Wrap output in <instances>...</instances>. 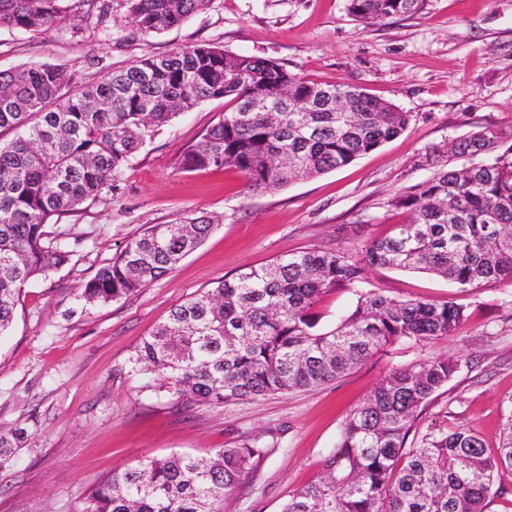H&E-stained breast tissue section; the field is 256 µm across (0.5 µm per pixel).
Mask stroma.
Segmentation results:
<instances>
[{"mask_svg":"<svg viewBox=\"0 0 512 512\" xmlns=\"http://www.w3.org/2000/svg\"><path fill=\"white\" fill-rule=\"evenodd\" d=\"M209 41L269 58L307 79L345 83L411 112L399 137L347 167L254 192L235 169L185 172L180 154L228 106L199 104L132 156L117 194H103L58 224L82 235L73 260L27 285L10 334L0 339V434L27 428L14 462L0 467V512H80L86 491L145 456H202L244 437L274 443L270 458L224 505L226 512H282L313 482L346 415L391 370L433 357L460 361L424 423L469 426L495 452L512 413V286L464 288L419 272L370 267L372 287L403 299L462 305L467 321L424 344L385 347L329 384L220 407L183 408L156 395L152 374L129 357L169 310L248 266L336 248L359 258L403 223L389 200L433 176L432 148L467 133L512 134V0H428L414 17L365 25L347 0H211L157 35L96 15L48 31L0 29V70L58 64L82 85L146 54ZM212 217L208 238L164 278L127 299L85 310L77 288L152 224Z\"/></svg>","mask_w":512,"mask_h":512,"instance_id":"1","label":"stroma"}]
</instances>
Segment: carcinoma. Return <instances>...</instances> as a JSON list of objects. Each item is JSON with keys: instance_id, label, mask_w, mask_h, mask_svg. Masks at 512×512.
<instances>
[{"instance_id": "obj_1", "label": "carcinoma", "mask_w": 512, "mask_h": 512, "mask_svg": "<svg viewBox=\"0 0 512 512\" xmlns=\"http://www.w3.org/2000/svg\"><path fill=\"white\" fill-rule=\"evenodd\" d=\"M96 0H0V29H51ZM209 0H121L139 31L159 34L205 9ZM427 0H347L370 25L416 16ZM346 99L348 111H336ZM232 104L180 157L186 172L233 167L249 187L276 190L346 167L404 132L411 113L348 84L315 82L271 59L202 42L143 55L79 85L60 65L0 70V336L22 289L68 264L80 239L47 226L119 189L121 170L161 127L198 104ZM266 101L270 112L255 110ZM428 180L393 196L409 219L355 260L335 248L251 266L172 308L142 339L131 370L150 372L177 400L221 406L316 388L400 341L453 334L464 307L400 299L365 287L368 267L436 274L464 288L512 286V142L474 131L438 148ZM457 156L473 159L455 167ZM208 216L153 224L80 285L88 308L120 301L170 273L209 236ZM338 289L356 297L334 319L315 311ZM461 369L434 357L390 371L342 423L318 479L289 496L283 512H487L502 468L512 470V414L495 454L464 425L427 426L408 435L433 396ZM27 440L0 435V465ZM274 448L245 438L207 456L146 457L100 480L80 512H224Z\"/></svg>"}]
</instances>
